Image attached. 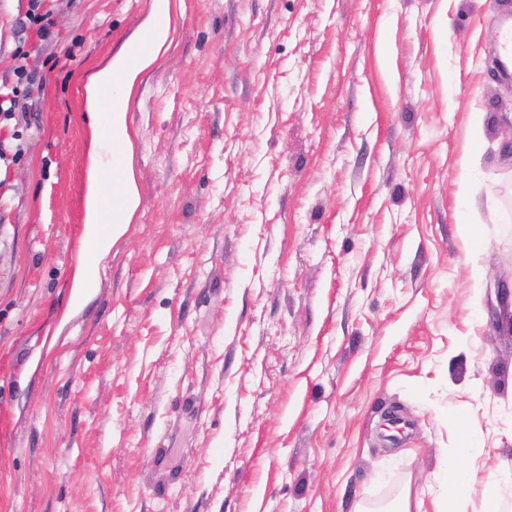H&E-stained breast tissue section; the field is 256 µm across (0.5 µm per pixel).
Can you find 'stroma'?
<instances>
[{"instance_id": "35a3bbf8", "label": "stroma", "mask_w": 512, "mask_h": 512, "mask_svg": "<svg viewBox=\"0 0 512 512\" xmlns=\"http://www.w3.org/2000/svg\"><path fill=\"white\" fill-rule=\"evenodd\" d=\"M148 0H0V512H433L512 472V0H182L129 108L141 206L74 290L83 84ZM475 224L479 242L463 227ZM400 417L397 440L384 424ZM43 0H29L28 10L24 18L19 20L21 31H27L31 27H37V32L40 36H49L51 27L54 22L51 18L50 12L42 11ZM25 41H20L14 51L15 64L12 70L16 77L15 84H8L4 79L0 83V112L4 119L13 118L14 105L16 98L22 91L27 95H32L34 88L40 91L44 86L43 76H38L35 71L28 70L27 59L29 51L24 50ZM0 113V115H1ZM442 466L444 480L438 494L439 508L435 512H463L458 509L471 493L467 474L453 455L448 458L446 454Z\"/></svg>"}]
</instances>
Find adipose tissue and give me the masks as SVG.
<instances>
[{
  "label": "adipose tissue",
  "mask_w": 512,
  "mask_h": 512,
  "mask_svg": "<svg viewBox=\"0 0 512 512\" xmlns=\"http://www.w3.org/2000/svg\"><path fill=\"white\" fill-rule=\"evenodd\" d=\"M181 2L149 0L136 30L83 85L92 118L83 232L89 259L76 272L78 287H89L98 278L102 261L126 235L140 207L134 172L136 134L128 121V106L144 73L174 43L182 19ZM442 466L437 512H459L471 493L469 479L455 458H443Z\"/></svg>",
  "instance_id": "1"
}]
</instances>
